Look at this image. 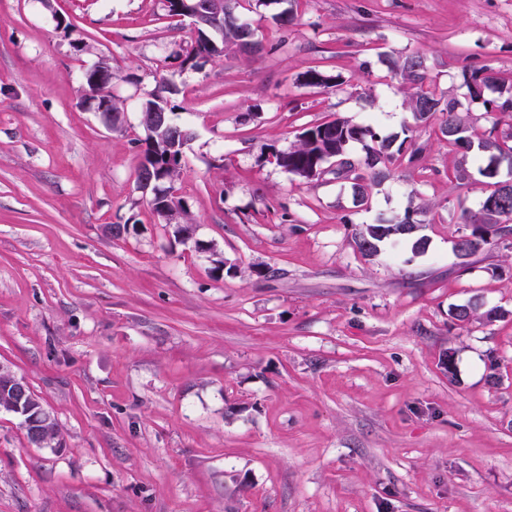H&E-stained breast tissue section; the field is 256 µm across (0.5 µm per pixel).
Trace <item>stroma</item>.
Here are the masks:
<instances>
[{"label": "stroma", "mask_w": 512, "mask_h": 512, "mask_svg": "<svg viewBox=\"0 0 512 512\" xmlns=\"http://www.w3.org/2000/svg\"><path fill=\"white\" fill-rule=\"evenodd\" d=\"M246 18L262 58L191 60L167 0H0V369L60 428L37 447L0 411V512H512V247L466 272L453 252L484 178L455 181L434 124L367 209L261 154L337 117L411 124L384 56L422 57L478 130L512 124L463 84L512 76V0H255ZM102 62L112 121L84 80ZM161 80L191 133L171 217L137 179ZM413 200L432 206L424 254L354 249ZM474 297L504 317L456 322Z\"/></svg>", "instance_id": "obj_1"}]
</instances>
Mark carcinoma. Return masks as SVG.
Segmentation results:
<instances>
[{"label": "carcinoma", "mask_w": 512, "mask_h": 512, "mask_svg": "<svg viewBox=\"0 0 512 512\" xmlns=\"http://www.w3.org/2000/svg\"><path fill=\"white\" fill-rule=\"evenodd\" d=\"M243 0H224L223 42L219 49L211 51L202 38H197L192 46L190 57L202 58L219 55L226 51L238 52L249 57H258L264 46L259 40H252L250 48L244 47L246 36L254 31H245L237 23ZM388 71L401 77L404 89L408 92V108L412 114L413 126H406L402 133L382 136L372 126H358L349 120L337 117L302 130L296 143L286 151L264 148L265 158L284 171L303 180L312 181L325 173V165L336 164V176L350 180L353 203L370 206L374 189L396 174L404 155L409 160L422 157L425 147L418 144L412 132L414 129L438 123L442 139L458 155L455 167V180L464 184L471 179L468 157L472 147L486 160L479 173L493 180L495 188L483 199L476 211H461L460 220L470 229L466 238L470 239L474 257L490 244V240L504 242L512 233V189L498 187V177L491 166H504L512 170V125L506 129L498 126L487 133L477 132L471 114L460 109L453 95L446 97L432 89L428 82L427 67L420 56H410L403 60H386ZM468 94L475 100H483L486 111L512 113V78L506 79L493 69L485 66L465 75ZM170 88L161 83L154 98L142 106V124L148 131L142 150L143 157H153L151 164L155 170L158 185L151 187L152 209L161 215L172 213L180 207L175 196V181L179 167L172 155L178 153L180 139L176 132L164 127L151 128V113L155 111L173 112L167 93ZM358 142L365 150L364 159L352 160L348 157L349 145ZM431 207L419 203L405 209L403 216L390 219L381 218L375 224H360L353 232L356 250L364 257H373L380 252V246L388 242L405 240L411 242L412 250L422 253L428 239L419 234L423 221L416 219L426 214ZM483 304L471 300L451 310V316L459 322L484 317L488 320L505 317L500 309L482 310Z\"/></svg>", "instance_id": "obj_1"}]
</instances>
